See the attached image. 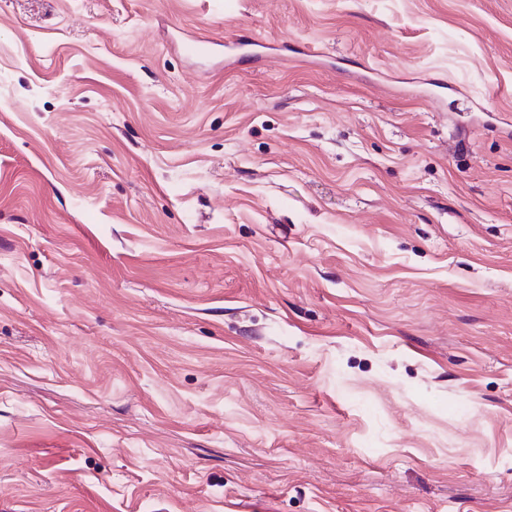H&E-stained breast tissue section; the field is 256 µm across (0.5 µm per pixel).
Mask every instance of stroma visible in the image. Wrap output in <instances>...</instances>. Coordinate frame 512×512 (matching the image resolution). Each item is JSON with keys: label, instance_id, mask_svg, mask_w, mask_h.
Segmentation results:
<instances>
[{"label": "stroma", "instance_id": "obj_1", "mask_svg": "<svg viewBox=\"0 0 512 512\" xmlns=\"http://www.w3.org/2000/svg\"><path fill=\"white\" fill-rule=\"evenodd\" d=\"M231 505L512 512V0H0V512Z\"/></svg>", "mask_w": 512, "mask_h": 512}]
</instances>
